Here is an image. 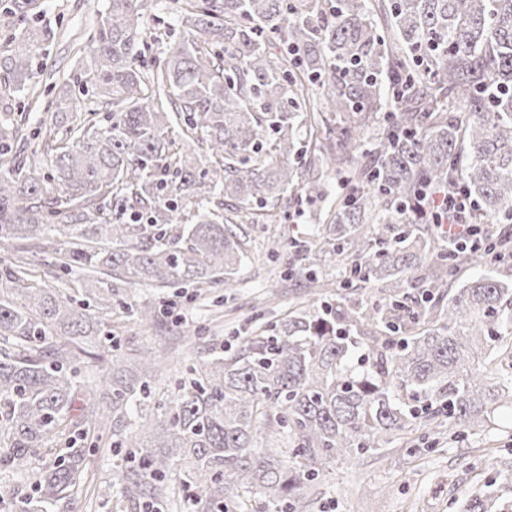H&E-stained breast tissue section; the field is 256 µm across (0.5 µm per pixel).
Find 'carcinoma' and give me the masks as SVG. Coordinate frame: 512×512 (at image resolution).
I'll return each instance as SVG.
<instances>
[{"mask_svg": "<svg viewBox=\"0 0 512 512\" xmlns=\"http://www.w3.org/2000/svg\"><path fill=\"white\" fill-rule=\"evenodd\" d=\"M107 2L84 70L106 120L59 83L50 163L0 173V253L15 252L0 265V463L44 461L20 512H70L102 411L120 430L159 365L132 349L101 394L84 392L76 354L113 346L112 330L16 253L56 242V266L80 268L109 310L92 288L106 272L231 288L245 254L228 213L258 222L287 195L322 203L331 175L328 224L292 244L308 298L186 365L120 440L113 486L130 512H162L175 489L192 512H243L242 492L252 512H303L337 460L421 429L456 438L512 407V232L449 244L419 206L450 189L470 223L512 220V0H185L183 37L150 75L141 0ZM50 36H14L0 93L31 83ZM190 133L205 155L179 148ZM194 206L182 233H149ZM327 255L344 267L335 290ZM263 432L287 447H257ZM495 502L486 485L461 512Z\"/></svg>", "mask_w": 512, "mask_h": 512, "instance_id": "obj_1", "label": "carcinoma"}]
</instances>
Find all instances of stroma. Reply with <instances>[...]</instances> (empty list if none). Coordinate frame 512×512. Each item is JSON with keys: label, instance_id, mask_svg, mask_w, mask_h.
<instances>
[{"label": "stroma", "instance_id": "35a3bbf8", "mask_svg": "<svg viewBox=\"0 0 512 512\" xmlns=\"http://www.w3.org/2000/svg\"><path fill=\"white\" fill-rule=\"evenodd\" d=\"M180 0H143L146 15L157 14L165 20L156 27L144 58L153 68L170 44L178 42L182 29L177 21ZM32 18L55 32L34 60L36 81L27 91L0 97V150L7 151L15 163L30 160L46 163L42 142L14 140L12 125L23 121L26 128L39 126L43 107L50 100L48 90L59 80L79 77L89 52L87 41L104 12L107 0H34ZM241 242L245 258L231 289H210L208 295H196L192 285L153 288L144 284L113 283L103 276V287H116L117 304L111 311H98L101 321L112 327L122 345L155 348L161 351L166 369L159 384H166L182 372L186 362L209 356L212 352L236 348L240 336L252 328L274 320L288 310L289 302L301 295L305 280L288 276L290 239L313 241L316 225L306 205L288 203L275 219L263 224L242 221ZM34 279L64 289L66 295L84 300L78 273H65L55 265L51 253L31 254ZM178 301L183 317L162 315L152 327L142 325L134 311L146 303ZM208 329L206 341L184 337L192 325ZM112 435H104L99 447L87 456V477L75 498V512H129L116 488L112 473L119 462L112 448ZM41 468L32 460L26 472L0 466V512H16L18 500L31 493ZM512 472V412L500 411L492 427L475 430L466 441L440 438L429 448L421 442L412 446L389 445L380 453L341 459L320 483L305 495L310 512H458L463 493L492 481L498 474Z\"/></svg>", "mask_w": 512, "mask_h": 512}]
</instances>
